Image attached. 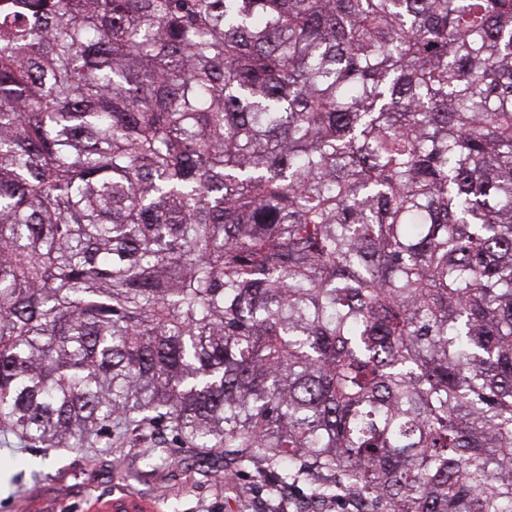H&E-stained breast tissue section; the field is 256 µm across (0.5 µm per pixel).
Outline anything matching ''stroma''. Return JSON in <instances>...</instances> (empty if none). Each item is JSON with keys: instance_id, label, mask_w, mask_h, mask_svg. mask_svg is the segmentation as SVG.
Returning a JSON list of instances; mask_svg holds the SVG:
<instances>
[{"instance_id": "stroma-1", "label": "stroma", "mask_w": 512, "mask_h": 512, "mask_svg": "<svg viewBox=\"0 0 512 512\" xmlns=\"http://www.w3.org/2000/svg\"><path fill=\"white\" fill-rule=\"evenodd\" d=\"M157 452L162 467H145ZM142 470L140 481L128 479ZM294 479L261 460L226 469L223 460L187 447L170 428L153 426L138 436L102 433L83 448H35L0 432V512L31 506L82 512L87 497L132 493L164 504V512H300L317 478L294 465Z\"/></svg>"}]
</instances>
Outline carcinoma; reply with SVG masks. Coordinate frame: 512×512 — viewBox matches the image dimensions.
<instances>
[{
	"label": "carcinoma",
	"instance_id": "obj_1",
	"mask_svg": "<svg viewBox=\"0 0 512 512\" xmlns=\"http://www.w3.org/2000/svg\"><path fill=\"white\" fill-rule=\"evenodd\" d=\"M157 422L512 512V0H0V428Z\"/></svg>",
	"mask_w": 512,
	"mask_h": 512
}]
</instances>
